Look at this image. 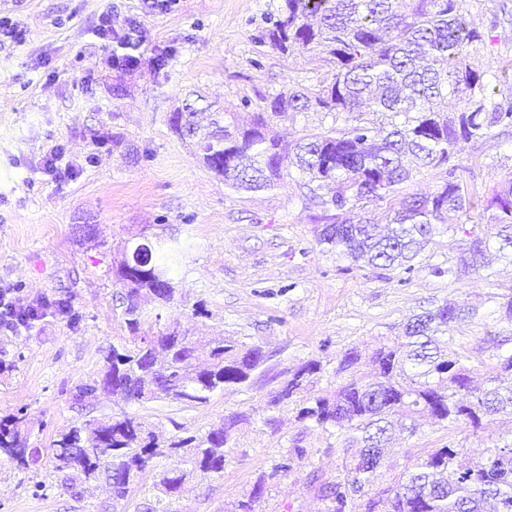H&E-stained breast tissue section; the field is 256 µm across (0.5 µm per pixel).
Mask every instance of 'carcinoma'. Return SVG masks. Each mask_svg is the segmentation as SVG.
I'll return each mask as SVG.
<instances>
[{"label":"carcinoma","mask_w":512,"mask_h":512,"mask_svg":"<svg viewBox=\"0 0 512 512\" xmlns=\"http://www.w3.org/2000/svg\"><path fill=\"white\" fill-rule=\"evenodd\" d=\"M413 2L411 12L401 14L398 0H284L278 16L252 41L282 53L322 50L336 63L331 80L263 97L248 127L231 130L222 116L203 127L189 104L171 113L170 129L192 141L203 165L237 191L270 189L288 166L296 167L309 177L306 187L325 212L326 224L316 232L318 245L375 269L412 270L448 213L473 208L450 165L458 143L478 142L498 126H512V96L507 103L496 99L504 90L465 63L484 42L483 34L465 20L469 0ZM448 97L458 100L451 116L438 106ZM286 112H392L405 121L381 136L365 125L330 127L301 136L290 150L270 129L272 118ZM415 160L426 167H446L447 178L431 193L400 199L384 224L363 216L365 202L399 192ZM492 203L496 212L490 223L498 227L499 257L512 263V183ZM187 247L185 241H158L150 246L148 260L132 272L127 260L121 261L124 323L136 342L103 351L97 371L75 385L74 402L82 405L116 388L128 403L202 405L215 392L247 382L264 362L258 345L224 336L195 339L178 326L157 336L139 335L144 307L177 301L170 273ZM486 252L484 239L470 240L456 258L457 278L486 269ZM473 314L465 304L445 302L417 315L406 324L404 336L372 351L373 377L358 373L361 353L350 349L336 369L340 381L335 390L301 400L298 419L343 428L359 445L352 454L349 447L342 448V476L313 478L327 502L326 512H377L379 500L364 496L378 477L395 427L413 436L417 418L427 417L438 424L462 423L476 432L488 416L512 417V380H502L512 377V353L497 355L499 374L494 385L482 389L471 384L469 357L442 348L448 329ZM319 371V362L304 363L271 403L298 397L306 378ZM242 421L233 413L202 436L162 439L139 414L95 416L59 431L46 455L73 494L78 486L103 479L116 500L128 498L138 472L179 455L183 467L160 473L146 509L176 512L173 504L189 480L224 472V448ZM30 434L26 416L1 418L0 456L21 469L38 462L41 450L29 446ZM306 455L307 449L294 445L269 478L288 473L291 463ZM265 490L261 477L232 512H255ZM380 496L389 505L387 512H486L489 503L493 512H512V440L475 456L461 448H439L417 459Z\"/></svg>","instance_id":"1"}]
</instances>
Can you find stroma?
Returning <instances> with one entry per match:
<instances>
[{"label": "stroma", "instance_id": "stroma-1", "mask_svg": "<svg viewBox=\"0 0 512 512\" xmlns=\"http://www.w3.org/2000/svg\"><path fill=\"white\" fill-rule=\"evenodd\" d=\"M151 2L25 0L19 7L0 0V16L26 32L24 43L0 44V289L71 307L70 316L49 312L17 331L0 325V417L24 413L32 447L45 449L57 431L88 416L137 413L169 437L202 435L224 416L243 413L223 475L189 481L177 512H231L264 475L269 481L256 512H324L311 476L338 475L346 432L299 421L295 403L270 399L311 359L321 371L305 397L331 393L345 351L369 352L400 336L408 317L446 300L476 310L452 330L449 347L469 356L477 377L496 363L490 338H505V351H512V326L497 313L500 295L512 290V264L492 263L487 277L448 273L470 238H485L492 250L498 245L482 205L512 182V128L456 148L451 163L476 207L449 214L410 273L352 263L317 244L321 209L298 170L289 169L272 190L234 191L167 123L191 90L249 123L242 100L257 106L267 94L329 81L332 57L251 41L283 0H172L163 10ZM105 12L112 15L111 41L138 40L136 69L110 64V41L93 31ZM468 19L485 40L468 64L512 79V0H469ZM158 57L164 66H155ZM400 121L389 112H291L272 129L290 143L321 128ZM56 144L81 164L75 180L58 184L39 173ZM443 175L440 168L414 171L398 196L367 202L365 216L383 220L398 197L431 192ZM84 224L96 225V233L84 235ZM144 237L189 244L171 273L177 303L146 308L152 332L176 321L195 336L222 332L261 346L266 360L246 383L195 407L116 398L80 406L71 392L96 369L102 350L132 341L117 270L127 246ZM200 303L207 313L197 317L192 309ZM511 435L512 424L502 419L476 432L459 423L424 425L415 436L397 437L377 484H393L434 449L476 453ZM296 444L307 448L306 457L272 476ZM179 465L169 457L143 471L132 495L118 502L103 485L77 495L65 490L46 460L21 471L2 458L0 512H142L160 470Z\"/></svg>", "mask_w": 512, "mask_h": 512}]
</instances>
